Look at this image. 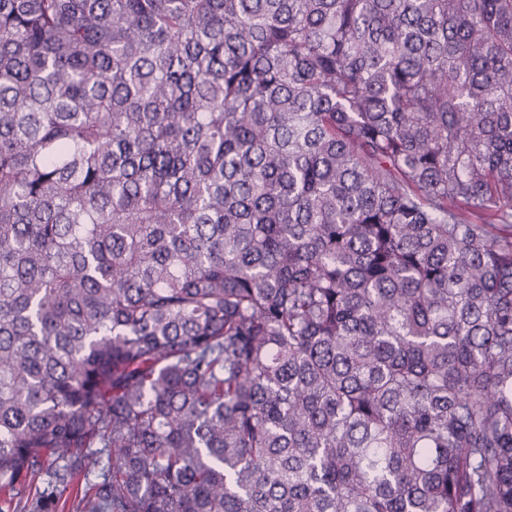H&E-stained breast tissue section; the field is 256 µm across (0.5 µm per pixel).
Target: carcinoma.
Here are the masks:
<instances>
[{
  "instance_id": "obj_1",
  "label": "carcinoma",
  "mask_w": 512,
  "mask_h": 512,
  "mask_svg": "<svg viewBox=\"0 0 512 512\" xmlns=\"http://www.w3.org/2000/svg\"><path fill=\"white\" fill-rule=\"evenodd\" d=\"M98 454L73 512H512V0H0V491Z\"/></svg>"
}]
</instances>
